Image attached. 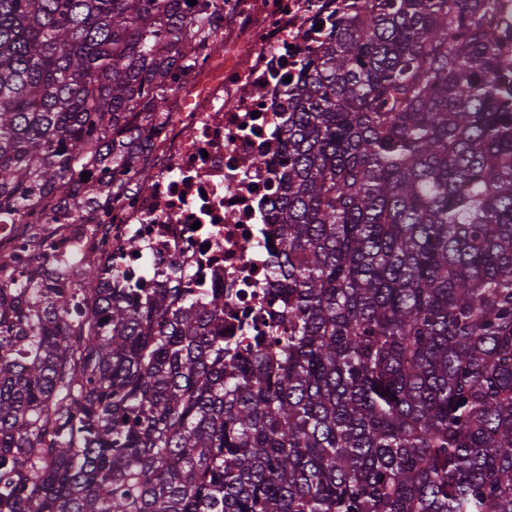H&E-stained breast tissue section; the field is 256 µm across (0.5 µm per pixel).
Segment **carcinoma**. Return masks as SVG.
<instances>
[{"mask_svg":"<svg viewBox=\"0 0 512 512\" xmlns=\"http://www.w3.org/2000/svg\"><path fill=\"white\" fill-rule=\"evenodd\" d=\"M0 0V223L94 224L224 11ZM491 0H373L288 89L273 295L0 282V512H512V100ZM171 51L159 55L158 42ZM97 171V179L82 174Z\"/></svg>","mask_w":512,"mask_h":512,"instance_id":"obj_1","label":"carcinoma"}]
</instances>
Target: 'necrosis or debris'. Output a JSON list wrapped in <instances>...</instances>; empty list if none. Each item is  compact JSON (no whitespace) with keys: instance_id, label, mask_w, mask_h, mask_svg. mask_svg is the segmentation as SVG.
Here are the masks:
<instances>
[{"instance_id":"4bbe7bcc","label":"necrosis or debris","mask_w":512,"mask_h":512,"mask_svg":"<svg viewBox=\"0 0 512 512\" xmlns=\"http://www.w3.org/2000/svg\"><path fill=\"white\" fill-rule=\"evenodd\" d=\"M500 34L497 72L512 74V0H492ZM349 0H225L224 25L192 44L199 60L177 78L159 133L151 140L152 179L98 216L112 232L84 224L58 228L32 213L0 226V264L25 273L70 269L87 258L118 257L113 281L193 288L198 301L224 295V333L266 331L272 309V204L278 196L288 81L299 60L328 35ZM265 164H257V157ZM136 253H128V244Z\"/></svg>"}]
</instances>
